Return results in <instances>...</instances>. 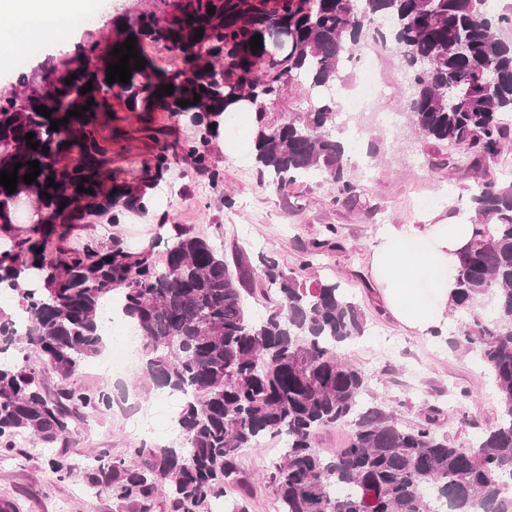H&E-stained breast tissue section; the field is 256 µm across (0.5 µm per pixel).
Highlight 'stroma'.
<instances>
[{"instance_id": "stroma-1", "label": "stroma", "mask_w": 512, "mask_h": 512, "mask_svg": "<svg viewBox=\"0 0 512 512\" xmlns=\"http://www.w3.org/2000/svg\"><path fill=\"white\" fill-rule=\"evenodd\" d=\"M159 4L160 0H112L111 9L102 12L98 0H88L89 22L73 20L54 39L34 43L24 68H0V97L38 89L51 69L78 62L81 44L111 43L122 19ZM399 65L395 55H386L378 76L390 83L389 92L369 110L343 118L344 126L359 132L357 143L347 147L348 173L360 192L358 204L335 201L330 186L318 179L299 181L283 193L268 187L267 176L254 160V128L248 120L239 135L224 127L212 142L221 183L179 159L152 189L153 211L126 215L117 224L87 217L75 225L69 243L77 245L92 235L107 244L120 242L149 252L160 262L167 238L180 227L211 238L223 248L225 258L239 257L254 270H261L263 259L272 256L284 270L307 282L339 283L360 306L367 323L364 336L350 342L343 357L368 373L374 400L404 426L416 423L428 406L438 405L444 410L441 433L449 444L468 447L499 419L498 394L485 366L477 354L453 349L446 339L427 340L402 329L373 284L369 259L381 225L404 224L418 212L436 207L469 208L484 174L512 173V142L479 172L465 164L462 148L424 145L407 120V90L398 83ZM450 159L458 160L459 168H448ZM329 224L338 229V247L305 258L308 244L322 237ZM98 365V358L88 359L78 375L67 379L47 373L45 385L53 393L81 387L134 398L144 405L155 433L165 442L175 440L170 408L157 394L145 392L138 371L116 380L100 372ZM89 422L91 434H78L55 449L21 438L14 451L0 453V502H11L13 512H119L111 494L87 485L84 471L101 449L120 455L137 439L116 407L101 409ZM277 445L272 439L242 454V468L253 478L250 512H268L273 493L259 473L276 454ZM51 453L69 460L70 477L60 479L50 472L46 458Z\"/></svg>"}]
</instances>
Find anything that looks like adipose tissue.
<instances>
[{"label":"adipose tissue","mask_w":512,"mask_h":512,"mask_svg":"<svg viewBox=\"0 0 512 512\" xmlns=\"http://www.w3.org/2000/svg\"><path fill=\"white\" fill-rule=\"evenodd\" d=\"M85 0H0V65L37 38L49 36L83 12ZM472 236L464 217L437 209L406 224H385L371 257V272L391 315L418 336L447 335L448 301L454 292L459 255Z\"/></svg>","instance_id":"ef3b65f1"}]
</instances>
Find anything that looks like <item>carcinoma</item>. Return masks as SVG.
<instances>
[{"mask_svg": "<svg viewBox=\"0 0 512 512\" xmlns=\"http://www.w3.org/2000/svg\"><path fill=\"white\" fill-rule=\"evenodd\" d=\"M483 2L179 0L172 20L142 13L125 25L120 41L81 45L82 63L51 73L38 93L0 98V172L21 163L16 190L9 194L0 185V288L17 293L29 319L22 361L0 360V453L13 451L21 436L52 448L76 434L74 417L111 404L110 395L79 387L52 394L42 376L52 370L73 377L102 352L106 307L116 298L140 336L143 380L182 396V405L174 417L175 444L142 443L120 457L102 449L85 474L91 487L123 503L161 494L172 512H211L213 502L235 495L230 512H247L242 451L285 435L287 447L265 466L275 512H444L448 506L512 512V495L500 486V477L512 474V184L488 178L472 195V238L450 300L451 312L471 320L449 343L480 355L500 396L498 424L468 448L449 445L440 433L438 406L402 426L366 402L368 375L341 357L364 335L366 320L336 282L308 287L266 258L257 289L250 267L239 262L231 274L224 250L177 227L160 265L146 252L93 237L63 247L72 225L88 215L118 224L125 213L148 212L144 186L161 181L173 158L165 128L156 125L159 112L197 127L184 152L217 185L209 144L247 101L256 107L255 162L275 191L319 176L336 199L356 204L347 148L333 135L341 112L332 89L372 35L400 57L411 90L407 117L423 142L463 146L470 166L480 167L512 139V42L499 37L512 25V4L492 12ZM279 22L293 32L280 56L269 58L265 43L252 51V37H265ZM131 35L145 67L135 69L131 59L130 81L109 84L107 66L119 60L112 51ZM151 43L165 45L180 66L156 65L146 52ZM89 81L92 90L81 94ZM293 81L306 87L311 104L275 122L264 100ZM165 85L173 93L161 91ZM87 104L81 116H67ZM118 105L135 114V127L112 126ZM38 106L51 110L50 117L37 113ZM65 117L67 124L50 129ZM30 132L36 149L27 145ZM135 134L154 150L153 165L138 177L141 189L112 170L114 147ZM34 160L41 172L27 184L23 176ZM50 178L57 187L48 186ZM80 185L93 193L77 191ZM27 194L37 209L27 232L15 235V209ZM336 236V226L326 225L306 256L334 249ZM246 293L267 302L259 322L249 319ZM486 295L497 310L489 322L473 315ZM18 337L16 320L0 311V354ZM340 425L351 426L348 443L323 453L319 437ZM48 466L61 479L72 473L61 456L48 458ZM338 486L344 494L333 492Z\"/></svg>", "mask_w": 512, "mask_h": 512, "instance_id": "carcinoma-1", "label": "carcinoma"}]
</instances>
